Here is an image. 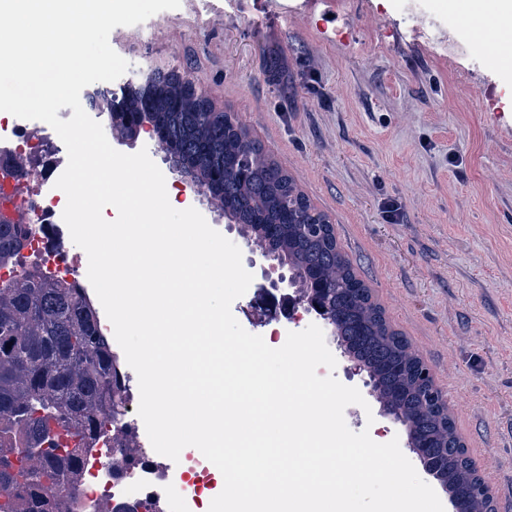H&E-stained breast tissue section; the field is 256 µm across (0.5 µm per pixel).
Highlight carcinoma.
<instances>
[{"instance_id":"carcinoma-1","label":"carcinoma","mask_w":512,"mask_h":512,"mask_svg":"<svg viewBox=\"0 0 512 512\" xmlns=\"http://www.w3.org/2000/svg\"><path fill=\"white\" fill-rule=\"evenodd\" d=\"M89 103L130 140L142 122L151 124L224 220L288 267L300 293L319 295L341 352L362 367L378 403L405 427L412 453L435 466L434 479L458 512H497L430 369L373 300L332 224L238 115L215 110L176 68ZM24 247L18 225L0 223V264ZM128 400L112 339L83 288L38 267L0 288V486L10 491L0 512H58L82 443L130 427ZM6 439L19 444L17 457L1 451Z\"/></svg>"}]
</instances>
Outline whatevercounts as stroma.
<instances>
[{
  "instance_id": "obj_1",
  "label": "stroma",
  "mask_w": 512,
  "mask_h": 512,
  "mask_svg": "<svg viewBox=\"0 0 512 512\" xmlns=\"http://www.w3.org/2000/svg\"><path fill=\"white\" fill-rule=\"evenodd\" d=\"M109 42L128 76L187 71L329 216L443 391L498 512H512V72L488 65L446 0H181ZM142 149L179 200L239 243L153 140L119 147ZM241 252L253 281L232 312L246 331L277 348L318 323L255 312L284 270ZM344 417L376 442L407 439L378 403Z\"/></svg>"
}]
</instances>
